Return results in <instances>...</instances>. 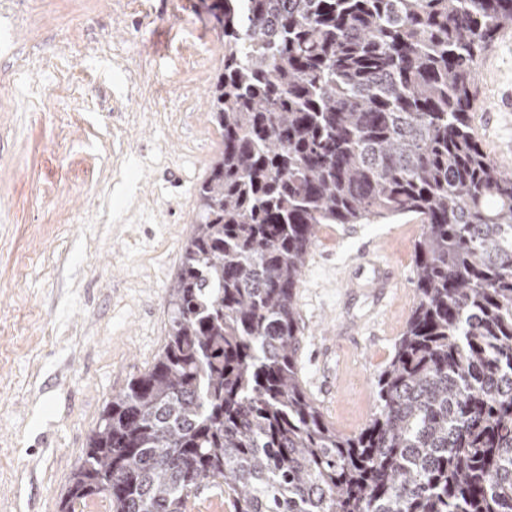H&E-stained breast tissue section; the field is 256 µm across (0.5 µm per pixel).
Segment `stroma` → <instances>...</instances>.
<instances>
[{
  "label": "stroma",
  "instance_id": "1",
  "mask_svg": "<svg viewBox=\"0 0 512 512\" xmlns=\"http://www.w3.org/2000/svg\"><path fill=\"white\" fill-rule=\"evenodd\" d=\"M198 0H0V512H58L102 408L157 355L220 136ZM473 124L512 172V30ZM421 222L324 224L297 294L301 377L358 432L415 298ZM390 288L378 293L377 279Z\"/></svg>",
  "mask_w": 512,
  "mask_h": 512
}]
</instances>
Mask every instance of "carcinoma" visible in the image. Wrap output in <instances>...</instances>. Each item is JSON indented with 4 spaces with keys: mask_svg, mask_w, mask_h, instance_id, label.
Listing matches in <instances>:
<instances>
[{
    "mask_svg": "<svg viewBox=\"0 0 512 512\" xmlns=\"http://www.w3.org/2000/svg\"><path fill=\"white\" fill-rule=\"evenodd\" d=\"M222 143L153 364L105 402L60 512H512V174L475 136L512 0H198ZM421 221L415 302L356 434L303 386L322 224ZM187 512H229L224 503V495L219 496L205 491L191 502Z\"/></svg>",
    "mask_w": 512,
    "mask_h": 512,
    "instance_id": "carcinoma-1",
    "label": "carcinoma"
}]
</instances>
